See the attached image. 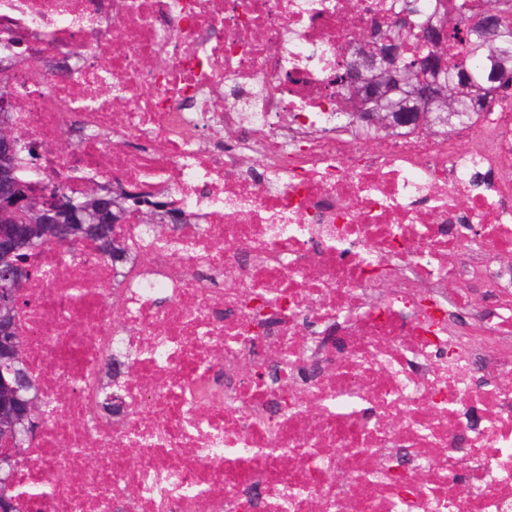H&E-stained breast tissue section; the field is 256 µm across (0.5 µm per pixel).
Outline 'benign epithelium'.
Instances as JSON below:
<instances>
[{
	"mask_svg": "<svg viewBox=\"0 0 512 512\" xmlns=\"http://www.w3.org/2000/svg\"><path fill=\"white\" fill-rule=\"evenodd\" d=\"M448 39L447 21L439 18L436 24L425 32V41L433 46L443 45ZM403 47L398 43L369 39L347 61L344 72L340 74L339 86L357 93L361 106L355 113L360 121L371 125L393 126L396 122H409L421 129L432 132L438 126L437 115L421 106V100L429 98L438 102V109L445 108L453 89L444 83H431L429 74L446 64V56L417 55L407 67L415 72L418 86L405 96L399 104L382 111L391 101L396 88L404 81L398 69ZM10 128V116L0 113V175L7 176L15 162L14 143L7 130ZM6 194L16 200L11 207L0 212V361H14L16 346L12 337L14 320L13 310L21 300L22 288L26 287L28 269L16 256L27 249L32 237L30 232L16 233L15 226L25 224H72L74 231L90 240L101 232V225L114 224L116 219L126 215L125 204L130 192L107 191L99 195L96 204L85 216L79 212H62L56 209L36 212V218L30 219L28 199L21 197L17 186L6 187ZM12 380H0V443L17 447L25 438L28 423L39 414L38 400L27 395L28 387L21 381V372L12 371Z\"/></svg>",
	"mask_w": 512,
	"mask_h": 512,
	"instance_id": "7a95c632",
	"label": "benign epithelium"
}]
</instances>
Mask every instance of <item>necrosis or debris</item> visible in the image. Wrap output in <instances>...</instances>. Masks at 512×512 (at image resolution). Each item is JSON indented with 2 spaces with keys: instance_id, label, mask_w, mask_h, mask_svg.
<instances>
[{
  "instance_id": "necrosis-or-debris-1",
  "label": "necrosis or debris",
  "mask_w": 512,
  "mask_h": 512,
  "mask_svg": "<svg viewBox=\"0 0 512 512\" xmlns=\"http://www.w3.org/2000/svg\"><path fill=\"white\" fill-rule=\"evenodd\" d=\"M403 7L0 0L36 190L185 215L124 224L119 269L33 252L21 512H512V95L349 124L336 73Z\"/></svg>"
}]
</instances>
